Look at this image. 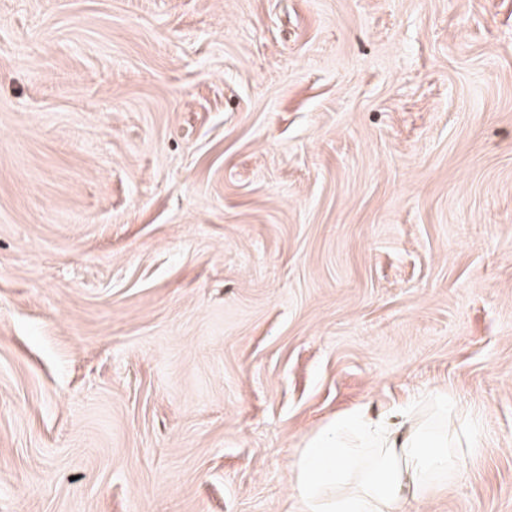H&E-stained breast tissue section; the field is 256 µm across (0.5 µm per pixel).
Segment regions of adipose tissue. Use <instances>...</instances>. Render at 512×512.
I'll return each instance as SVG.
<instances>
[{"instance_id":"obj_1","label":"adipose tissue","mask_w":512,"mask_h":512,"mask_svg":"<svg viewBox=\"0 0 512 512\" xmlns=\"http://www.w3.org/2000/svg\"><path fill=\"white\" fill-rule=\"evenodd\" d=\"M447 424L403 411L385 423L360 410L336 418L292 465L305 512H409L464 466Z\"/></svg>"}]
</instances>
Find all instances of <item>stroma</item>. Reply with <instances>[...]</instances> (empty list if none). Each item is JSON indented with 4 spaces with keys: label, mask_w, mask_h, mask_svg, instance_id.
<instances>
[{
    "label": "stroma",
    "mask_w": 512,
    "mask_h": 512,
    "mask_svg": "<svg viewBox=\"0 0 512 512\" xmlns=\"http://www.w3.org/2000/svg\"><path fill=\"white\" fill-rule=\"evenodd\" d=\"M438 393L411 512H512V0H0V512H301ZM399 418L386 424L353 410L314 436L292 464L304 512H410L478 450L455 448L441 418Z\"/></svg>",
    "instance_id": "1"
}]
</instances>
